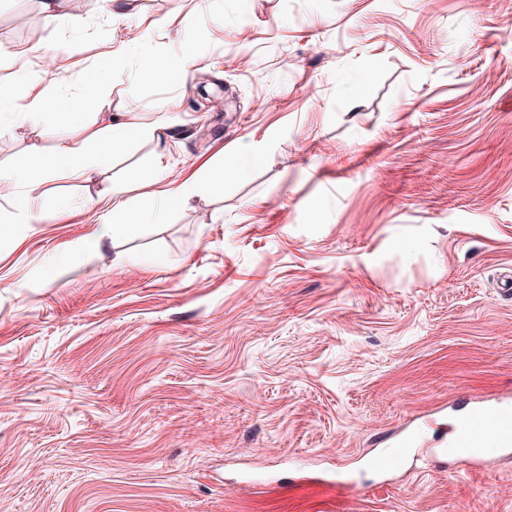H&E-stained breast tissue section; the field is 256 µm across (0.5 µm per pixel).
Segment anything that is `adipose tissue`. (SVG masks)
I'll use <instances>...</instances> for the list:
<instances>
[{"mask_svg":"<svg viewBox=\"0 0 512 512\" xmlns=\"http://www.w3.org/2000/svg\"><path fill=\"white\" fill-rule=\"evenodd\" d=\"M53 110L46 91L28 78L25 66H18L8 95H0V122L46 118ZM141 130L132 121L114 118L81 144H62L51 155L29 153L14 168L0 170V199L11 200L19 212H28L32 198L24 194V187L40 186L53 176L85 179L108 165L113 155L125 149Z\"/></svg>","mask_w":512,"mask_h":512,"instance_id":"obj_1","label":"adipose tissue"}]
</instances>
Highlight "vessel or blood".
<instances>
[{
    "instance_id": "1",
    "label": "vessel or blood",
    "mask_w": 512,
    "mask_h": 512,
    "mask_svg": "<svg viewBox=\"0 0 512 512\" xmlns=\"http://www.w3.org/2000/svg\"><path fill=\"white\" fill-rule=\"evenodd\" d=\"M475 448L484 449L489 456L512 448V405L501 406L493 412L473 408L466 422L452 432L442 454L460 457Z\"/></svg>"
}]
</instances>
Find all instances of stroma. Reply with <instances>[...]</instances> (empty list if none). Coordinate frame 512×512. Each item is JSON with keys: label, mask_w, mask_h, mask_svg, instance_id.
Returning <instances> with one entry per match:
<instances>
[{"label": "stroma", "mask_w": 512, "mask_h": 512, "mask_svg": "<svg viewBox=\"0 0 512 512\" xmlns=\"http://www.w3.org/2000/svg\"><path fill=\"white\" fill-rule=\"evenodd\" d=\"M70 10L0 0V93L26 49L55 108L0 126V169L113 117L167 130L30 215L0 199V512H512V453L364 465L512 404V0ZM139 51L189 68L140 83ZM186 179L162 222L112 209ZM115 224H98L94 229L93 233L82 238L77 246L76 250L84 254H93L101 250L112 238L115 231Z\"/></svg>", "instance_id": "stroma-1"}]
</instances>
